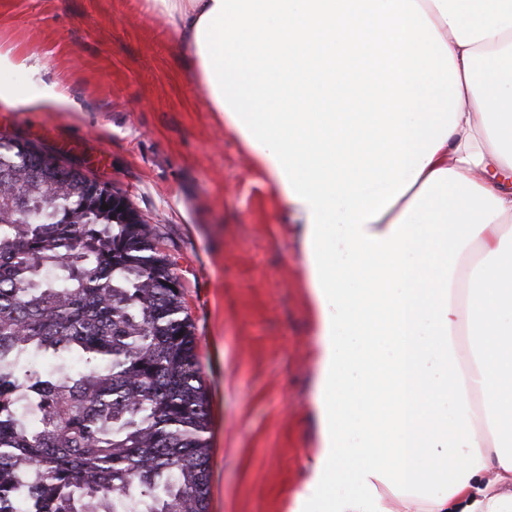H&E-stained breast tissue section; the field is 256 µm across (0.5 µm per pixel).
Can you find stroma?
I'll use <instances>...</instances> for the list:
<instances>
[{
	"label": "stroma",
	"mask_w": 512,
	"mask_h": 512,
	"mask_svg": "<svg viewBox=\"0 0 512 512\" xmlns=\"http://www.w3.org/2000/svg\"><path fill=\"white\" fill-rule=\"evenodd\" d=\"M0 54L74 104L0 108V133L122 192L176 261L207 394L209 512H293L318 446L319 337L284 199L143 0H0Z\"/></svg>",
	"instance_id": "obj_1"
}]
</instances>
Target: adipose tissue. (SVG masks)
<instances>
[{
  "label": "adipose tissue",
  "instance_id": "1",
  "mask_svg": "<svg viewBox=\"0 0 512 512\" xmlns=\"http://www.w3.org/2000/svg\"><path fill=\"white\" fill-rule=\"evenodd\" d=\"M146 2L298 225L321 342L293 512H512V0ZM1 106L70 101L35 77Z\"/></svg>",
  "mask_w": 512,
  "mask_h": 512
}]
</instances>
